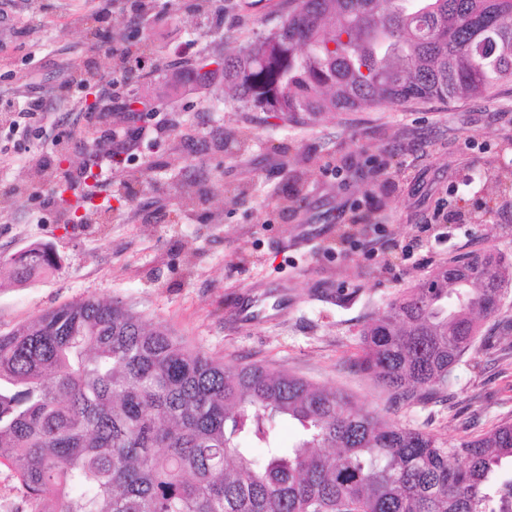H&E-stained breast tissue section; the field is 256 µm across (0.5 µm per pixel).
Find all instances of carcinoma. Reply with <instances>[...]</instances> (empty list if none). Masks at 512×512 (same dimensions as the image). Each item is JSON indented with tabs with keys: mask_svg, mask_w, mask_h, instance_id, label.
I'll return each instance as SVG.
<instances>
[{
	"mask_svg": "<svg viewBox=\"0 0 512 512\" xmlns=\"http://www.w3.org/2000/svg\"><path fill=\"white\" fill-rule=\"evenodd\" d=\"M217 69L247 112L489 98L512 82V0H290ZM498 53H473L489 25ZM24 285L57 266L9 258ZM512 260L456 256L362 331L360 370L427 403L495 313ZM297 427L282 441L280 424ZM0 465L35 512H512V423L455 446L341 393L234 364L87 298L0 334Z\"/></svg>",
	"mask_w": 512,
	"mask_h": 512,
	"instance_id": "cac0c4a2",
	"label": "carcinoma"
}]
</instances>
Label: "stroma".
<instances>
[{
	"label": "stroma",
	"instance_id": "1",
	"mask_svg": "<svg viewBox=\"0 0 512 512\" xmlns=\"http://www.w3.org/2000/svg\"><path fill=\"white\" fill-rule=\"evenodd\" d=\"M288 9L156 0L147 27L127 0H10L0 98L50 95L67 68L89 62L101 79L73 84L47 117L0 124V184L17 191L0 204V260L35 244L58 258L26 285L0 281V333L65 303L119 298L225 362L271 364L451 445L512 420V286L443 402L402 405L357 368L363 327L402 289L470 251L512 257V83L484 100L305 124L237 109L220 80L173 88L177 62L232 53ZM96 12L109 23L90 39ZM132 95L146 107L136 121L124 109ZM75 124L84 147L42 168L50 141ZM96 155L80 212L45 206ZM375 224L385 237L373 249Z\"/></svg>",
	"mask_w": 512,
	"mask_h": 512
}]
</instances>
